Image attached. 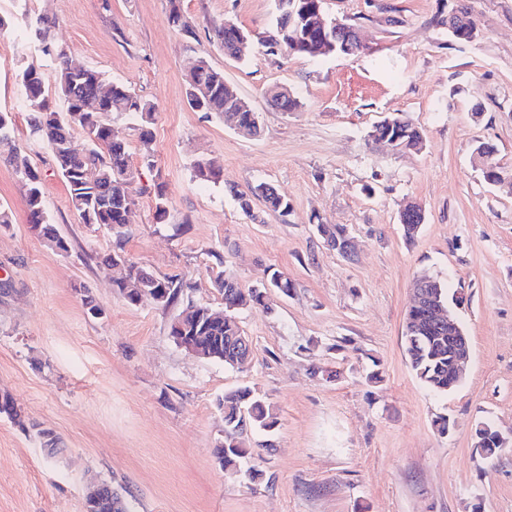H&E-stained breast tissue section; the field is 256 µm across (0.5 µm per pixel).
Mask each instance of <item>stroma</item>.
Here are the masks:
<instances>
[{
  "instance_id": "stroma-1",
  "label": "stroma",
  "mask_w": 512,
  "mask_h": 512,
  "mask_svg": "<svg viewBox=\"0 0 512 512\" xmlns=\"http://www.w3.org/2000/svg\"><path fill=\"white\" fill-rule=\"evenodd\" d=\"M468 6L479 37L454 42L441 18ZM274 0H182L196 32L168 21V0H0V110L15 115L13 141L42 178L43 200L70 251L49 248L28 221L24 183L0 161V393L25 424L0 418V512H84L88 478L108 482L129 512H512V184L484 181L475 148L512 175V0H325L355 20L358 56L266 55L256 36ZM48 15L71 62L131 87L157 109L156 161L169 214L156 222L139 197L123 251L159 277L180 275L183 299L216 310L212 286L225 272L243 286L277 269L288 295L237 314L253 354L244 369L196 358L169 335L172 311L150 297L129 304L106 262L114 238L83 223L50 151L32 137L16 75L51 71L25 35ZM248 31L239 57L212 45L225 23ZM206 55L261 115L246 138L193 110L186 74ZM276 85L300 102L282 112ZM401 113L424 147L400 152L369 142L373 126ZM216 158L223 180L202 186L190 165ZM279 188L287 217L237 193ZM419 203L425 222L406 241L398 214ZM345 225L342 257L314 230V217ZM429 273L463 296L456 315L470 340L461 385L438 395L413 374L404 326L414 278ZM92 297L104 310L91 317ZM380 370L381 383L367 374ZM250 385L279 424L260 466L268 480L225 475L214 458L224 439L216 405ZM447 417L448 433L433 425ZM508 443L494 460L473 447L479 424ZM60 439L44 456L35 429Z\"/></svg>"
}]
</instances>
